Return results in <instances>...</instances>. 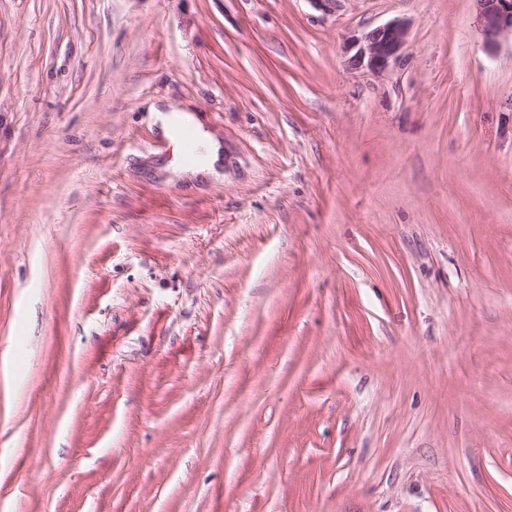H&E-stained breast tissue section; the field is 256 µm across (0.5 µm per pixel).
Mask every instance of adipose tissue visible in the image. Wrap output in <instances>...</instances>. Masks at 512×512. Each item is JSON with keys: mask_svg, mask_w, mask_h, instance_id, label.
<instances>
[{"mask_svg": "<svg viewBox=\"0 0 512 512\" xmlns=\"http://www.w3.org/2000/svg\"><path fill=\"white\" fill-rule=\"evenodd\" d=\"M156 121L159 132L168 141H175L177 127H191L197 131V140L203 148V156L199 162L184 166V173L190 175H206L213 179L222 176L219 168L221 145L205 131L200 130L196 117L190 111L168 102L156 110Z\"/></svg>", "mask_w": 512, "mask_h": 512, "instance_id": "1", "label": "adipose tissue"}]
</instances>
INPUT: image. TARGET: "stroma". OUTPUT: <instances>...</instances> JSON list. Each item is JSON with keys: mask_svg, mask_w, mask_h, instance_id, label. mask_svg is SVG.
Instances as JSON below:
<instances>
[{"mask_svg": "<svg viewBox=\"0 0 512 512\" xmlns=\"http://www.w3.org/2000/svg\"><path fill=\"white\" fill-rule=\"evenodd\" d=\"M162 99L223 179L165 171ZM0 512H512V38L0 0ZM408 30L405 21L393 20L355 38L353 47H356V52L351 57V64L374 73L386 71L399 59ZM156 123H158L159 132L163 138L174 144L175 150L177 146L180 148L176 138L177 127H191L197 133V140L203 148V156L197 163H193L180 168V172L190 175H206L213 179L219 180L222 177L219 163L221 159V145L218 141L209 136L202 129L196 117L190 111L185 110L175 103H165L155 108Z\"/></svg>", "mask_w": 512, "mask_h": 512, "instance_id": "1", "label": "stroma"}]
</instances>
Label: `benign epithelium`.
I'll list each match as a JSON object with an SVG mask.
<instances>
[{
  "instance_id": "1",
  "label": "benign epithelium",
  "mask_w": 512,
  "mask_h": 512,
  "mask_svg": "<svg viewBox=\"0 0 512 512\" xmlns=\"http://www.w3.org/2000/svg\"><path fill=\"white\" fill-rule=\"evenodd\" d=\"M478 18L490 45L505 36H512V0H474ZM408 37V24L393 20L378 26L353 40L356 47L351 64L374 73L386 71L399 59Z\"/></svg>"
}]
</instances>
